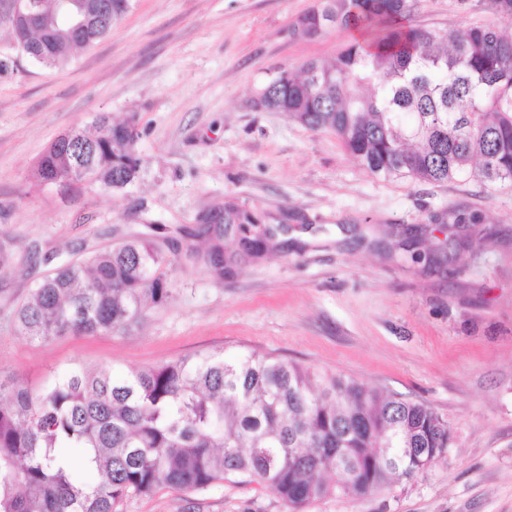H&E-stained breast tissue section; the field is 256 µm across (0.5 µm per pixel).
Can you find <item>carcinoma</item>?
I'll return each mask as SVG.
<instances>
[{
  "instance_id": "obj_1",
  "label": "carcinoma",
  "mask_w": 512,
  "mask_h": 512,
  "mask_svg": "<svg viewBox=\"0 0 512 512\" xmlns=\"http://www.w3.org/2000/svg\"><path fill=\"white\" fill-rule=\"evenodd\" d=\"M133 0H112L107 25L81 41L60 24L20 29L0 15L16 46L45 68L112 32ZM497 21L458 34L404 24L410 0H317L296 28L319 37L351 29L336 59L277 71L257 103L313 131H331L370 173L419 183L477 177L512 182V0H492ZM92 149L86 176L112 190L137 179V128L101 112L77 130ZM42 182H80L54 142L40 157ZM207 262L224 275V238L245 237L258 214L233 200L202 220ZM171 260L128 241L44 275L13 312L32 341L112 334L171 297ZM451 440L431 407L257 351L181 357L121 377L76 366L36 390L0 378V512H116L130 493L206 491L226 480L272 486L291 508L332 494L365 497L424 473ZM405 448H419L415 455ZM88 473L91 480L82 474Z\"/></svg>"
}]
</instances>
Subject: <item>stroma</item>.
I'll return each instance as SVG.
<instances>
[{
	"label": "stroma",
	"mask_w": 512,
	"mask_h": 512,
	"mask_svg": "<svg viewBox=\"0 0 512 512\" xmlns=\"http://www.w3.org/2000/svg\"><path fill=\"white\" fill-rule=\"evenodd\" d=\"M315 0H134L111 35L48 69L0 71V375L38 388L80 364L113 375L200 352L267 353L432 407L451 442L425 473L301 512H512V183H414L371 174L334 133L256 104L285 67L334 59L352 41L297 19ZM495 20L489 0H413L406 23L462 33ZM134 119L139 178L41 183L48 146L98 113ZM231 199L255 211L266 252L224 240L204 262L199 217ZM463 223H437L442 213ZM129 239L171 259V297L112 334L33 342L16 305L53 268ZM446 243L442 260L414 253ZM117 512H290L270 486L161 489Z\"/></svg>",
	"instance_id": "obj_1"
}]
</instances>
